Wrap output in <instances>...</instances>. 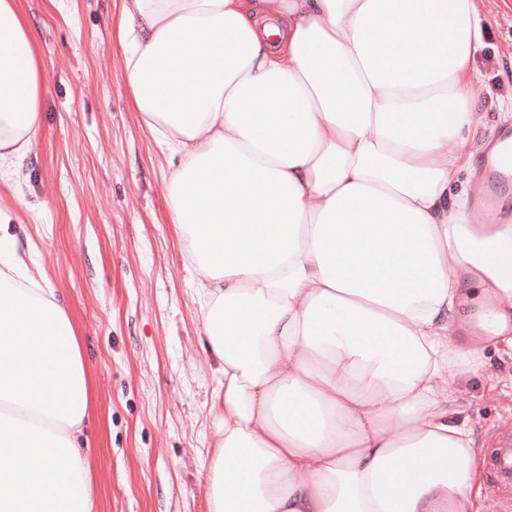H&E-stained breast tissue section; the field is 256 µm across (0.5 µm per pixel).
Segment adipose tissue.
Returning a JSON list of instances; mask_svg holds the SVG:
<instances>
[{
  "label": "adipose tissue",
  "mask_w": 512,
  "mask_h": 512,
  "mask_svg": "<svg viewBox=\"0 0 512 512\" xmlns=\"http://www.w3.org/2000/svg\"><path fill=\"white\" fill-rule=\"evenodd\" d=\"M117 37L221 376L210 512H479L448 366L473 307L512 352V225L470 223L459 184L491 123L475 0H123ZM43 90L0 0V177ZM88 391L67 310L0 235V512H93Z\"/></svg>",
  "instance_id": "adipose-tissue-1"
}]
</instances>
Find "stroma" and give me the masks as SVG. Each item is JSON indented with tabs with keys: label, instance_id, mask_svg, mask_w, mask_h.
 I'll return each mask as SVG.
<instances>
[{
	"label": "stroma",
	"instance_id": "1",
	"mask_svg": "<svg viewBox=\"0 0 512 512\" xmlns=\"http://www.w3.org/2000/svg\"><path fill=\"white\" fill-rule=\"evenodd\" d=\"M46 76L37 144L0 179L7 235L74 322L91 385L93 512H208L216 363L165 190L167 163L134 112L112 28L121 0H22ZM474 98L498 139L512 115V0H479ZM458 335L453 396L478 444L512 427V357Z\"/></svg>",
	"mask_w": 512,
	"mask_h": 512
}]
</instances>
